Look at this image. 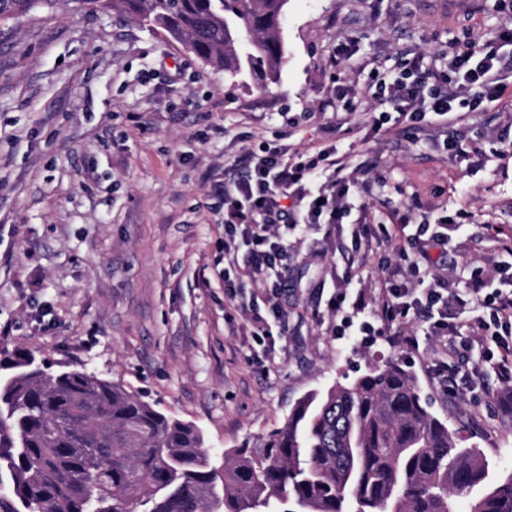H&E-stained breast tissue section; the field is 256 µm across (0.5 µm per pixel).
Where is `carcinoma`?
I'll list each match as a JSON object with an SVG mask.
<instances>
[{
  "label": "carcinoma",
  "mask_w": 512,
  "mask_h": 512,
  "mask_svg": "<svg viewBox=\"0 0 512 512\" xmlns=\"http://www.w3.org/2000/svg\"><path fill=\"white\" fill-rule=\"evenodd\" d=\"M56 0H0V24ZM146 22L234 83L268 91L285 58L288 0H81ZM249 76L251 82L243 80ZM4 512H512V473L490 475L477 448L422 401L400 364L301 398L254 448L212 464L203 432L142 396L67 365L0 359Z\"/></svg>",
  "instance_id": "cac0c4a2"
}]
</instances>
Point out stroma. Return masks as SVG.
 <instances>
[{
    "label": "stroma",
    "instance_id": "stroma-1",
    "mask_svg": "<svg viewBox=\"0 0 512 512\" xmlns=\"http://www.w3.org/2000/svg\"><path fill=\"white\" fill-rule=\"evenodd\" d=\"M511 22L496 0H288V53L266 93L230 87L221 68L149 26L79 0L0 26V355L30 353L141 394L197 425L215 454L282 427L308 392L396 361L431 412L484 451L493 477L511 475L512 388L492 370L460 393L445 380L459 363L437 340L415 352L388 333L364 343L334 335L337 278L360 279L377 305L397 255L377 241L360 255L344 224L295 236L284 315L260 340L237 309L251 288L235 300L224 288V212L211 195L245 149L327 141L330 90L364 61L391 77L401 51L432 54ZM350 35L358 52L333 63ZM355 104L337 144L352 165L375 162L385 207L420 197L405 237L433 206L466 209L447 254L432 251L434 270L485 264L494 247L484 224L512 231V168L491 162L472 176L433 142L476 136L493 153L512 100L414 143L367 138L365 118L387 106L361 85Z\"/></svg>",
    "mask_w": 512,
    "mask_h": 512
}]
</instances>
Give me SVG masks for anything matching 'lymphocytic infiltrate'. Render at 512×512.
I'll list each match as a JSON object with an SVG mask.
<instances>
[{
    "label": "lymphocytic infiltrate",
    "mask_w": 512,
    "mask_h": 512,
    "mask_svg": "<svg viewBox=\"0 0 512 512\" xmlns=\"http://www.w3.org/2000/svg\"><path fill=\"white\" fill-rule=\"evenodd\" d=\"M367 88L389 106L368 120L371 135L392 131L408 138L430 125L461 121L512 88V26L470 42L467 50L442 51L434 66L427 64L424 51H405L395 76H372ZM242 164V171L214 185L212 194L224 208V268L240 270L255 293L242 306L252 335H268L270 319L281 315L278 291L288 281L290 234L346 224L354 247L375 238L393 245L410 222L408 205L393 210L389 223L369 222L368 202L355 200L370 188L366 170L349 167L336 145L312 151L277 145L260 155L247 152ZM468 217L461 209L455 216L438 217L436 224L418 225L427 246L391 268L375 313H366L360 290L339 284L332 301L343 320L337 335L375 336L382 328L408 324L412 330L405 342L415 350L423 335L487 334L500 355L494 373L512 387V235L488 226L489 239L506 258L492 272L470 270L463 287H449L447 278L432 270L430 248H447L450 228Z\"/></svg>",
    "instance_id": "1"
}]
</instances>
